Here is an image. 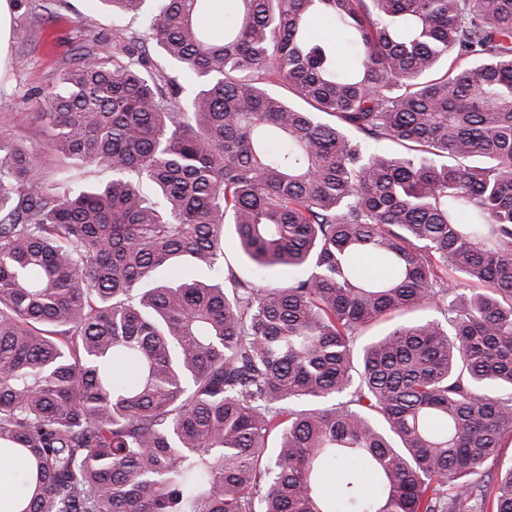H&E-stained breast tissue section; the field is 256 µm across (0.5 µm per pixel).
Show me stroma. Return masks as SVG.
I'll return each mask as SVG.
<instances>
[{
    "label": "stroma",
    "instance_id": "obj_1",
    "mask_svg": "<svg viewBox=\"0 0 512 512\" xmlns=\"http://www.w3.org/2000/svg\"><path fill=\"white\" fill-rule=\"evenodd\" d=\"M66 9H53L49 0H27L13 10L12 37L4 70L0 71V131L21 132L28 147L39 148L42 138L35 128L23 125L26 112L54 85L59 74L75 65L83 47H92L111 59L116 31L113 19L101 5L69 0Z\"/></svg>",
    "mask_w": 512,
    "mask_h": 512
}]
</instances>
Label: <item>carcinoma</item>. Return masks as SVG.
<instances>
[{"mask_svg":"<svg viewBox=\"0 0 512 512\" xmlns=\"http://www.w3.org/2000/svg\"><path fill=\"white\" fill-rule=\"evenodd\" d=\"M99 2L0 132V509L512 512V0Z\"/></svg>","mask_w":512,"mask_h":512,"instance_id":"carcinoma-1","label":"carcinoma"}]
</instances>
